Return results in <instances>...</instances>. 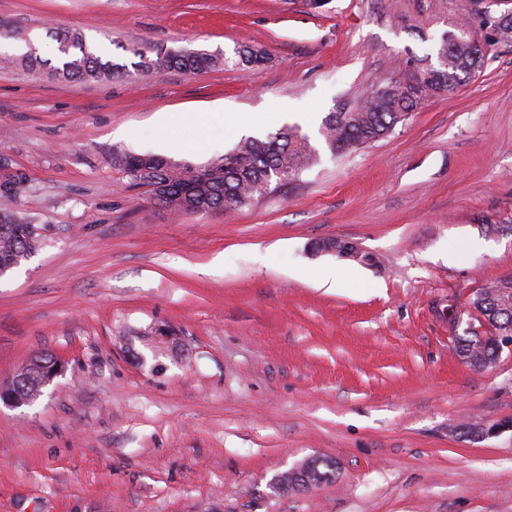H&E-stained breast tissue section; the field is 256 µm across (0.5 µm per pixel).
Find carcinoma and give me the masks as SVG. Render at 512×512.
<instances>
[{
  "label": "carcinoma",
  "instance_id": "1",
  "mask_svg": "<svg viewBox=\"0 0 512 512\" xmlns=\"http://www.w3.org/2000/svg\"><path fill=\"white\" fill-rule=\"evenodd\" d=\"M46 34L58 45L57 59H43L31 52L18 57L17 64L41 71L57 81L107 80L114 75L135 78L163 68L203 71L220 61L219 56L205 50L161 52L133 45L129 51L138 61L133 63L131 71L125 64L102 60L76 31L50 27ZM484 53L465 35L455 37L451 43L440 39L436 56L443 60L433 68L431 80L412 91L408 90L410 84L397 81L374 84L364 90L325 119L321 128L325 148L333 156L346 154L388 136L422 101L454 88L462 78L474 74L484 60ZM318 161L319 149L297 128L288 127L266 138H244L224 158L201 169L151 154H126L118 159V164L133 185L147 188L160 205L180 215L246 206L267 195L271 186L298 180L304 170ZM41 245L37 227L29 218L10 209H0V277L28 260ZM473 302L497 331L512 334L511 293L492 303L477 297ZM465 341L461 346L465 352L471 350L491 357L496 353V341L492 337L482 341L474 333ZM60 372V363L45 355L24 378L11 383V391L19 396L22 405L29 406ZM331 473L328 463L314 460L310 483L326 481Z\"/></svg>",
  "mask_w": 512,
  "mask_h": 512
}]
</instances>
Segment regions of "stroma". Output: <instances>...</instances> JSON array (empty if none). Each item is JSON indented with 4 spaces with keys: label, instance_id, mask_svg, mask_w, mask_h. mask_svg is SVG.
<instances>
[{
    "label": "stroma",
    "instance_id": "stroma-1",
    "mask_svg": "<svg viewBox=\"0 0 512 512\" xmlns=\"http://www.w3.org/2000/svg\"><path fill=\"white\" fill-rule=\"evenodd\" d=\"M507 15L512 0H0L46 57L50 22L119 63L133 44L221 57L61 82L0 38V178L31 187L0 208L43 242L0 277V382L35 354L65 366L33 405L0 404V512H512V430L457 432L512 420V352L484 371L453 353L480 327L471 298L512 277V40L490 25ZM462 30L488 48L469 82L248 206L176 216L113 164L206 165L238 143L231 118L321 145L339 103ZM323 238L375 262L312 253ZM154 324L178 333L157 371L137 359ZM309 459L330 479L272 488Z\"/></svg>",
    "mask_w": 512,
    "mask_h": 512
}]
</instances>
